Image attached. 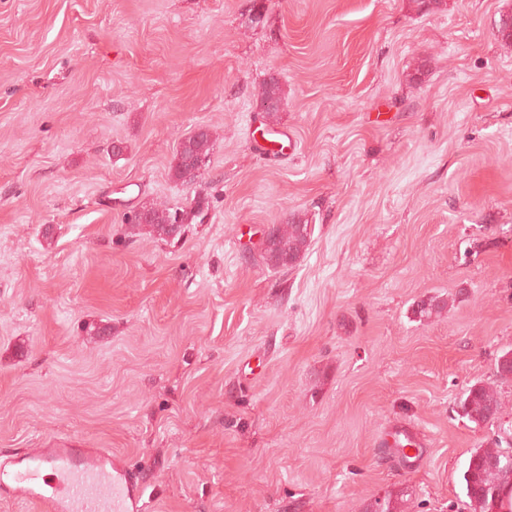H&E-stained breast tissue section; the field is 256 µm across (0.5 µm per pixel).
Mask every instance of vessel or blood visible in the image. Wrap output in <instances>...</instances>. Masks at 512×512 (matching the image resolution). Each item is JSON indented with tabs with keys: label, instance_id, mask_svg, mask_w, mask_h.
Listing matches in <instances>:
<instances>
[{
	"label": "vessel or blood",
	"instance_id": "vessel-or-blood-1",
	"mask_svg": "<svg viewBox=\"0 0 512 512\" xmlns=\"http://www.w3.org/2000/svg\"><path fill=\"white\" fill-rule=\"evenodd\" d=\"M147 486L108 448H34L0 463V499L40 512H149Z\"/></svg>",
	"mask_w": 512,
	"mask_h": 512
}]
</instances>
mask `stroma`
<instances>
[{
    "mask_svg": "<svg viewBox=\"0 0 512 512\" xmlns=\"http://www.w3.org/2000/svg\"><path fill=\"white\" fill-rule=\"evenodd\" d=\"M510 14L0 0V459L112 449L152 512H470L471 452L512 451ZM272 75L291 143L266 151ZM200 126L186 186L170 168ZM198 192L181 238L125 220ZM298 217L307 251L267 266L264 228ZM478 381L501 403L481 426L460 407ZM283 99L284 91L279 78L273 75L270 76L269 79L263 83L259 93L260 107L264 112V118L268 125L277 122L279 108L282 106V102L278 101H282ZM269 102H273L272 105L274 107H268L267 104ZM213 146L212 133L207 127H199L188 136L182 138L175 152V165L173 177L185 185L196 184L201 172L196 175L198 164L204 168L208 164Z\"/></svg>",
    "mask_w": 512,
    "mask_h": 512,
    "instance_id": "obj_1",
    "label": "stroma"
}]
</instances>
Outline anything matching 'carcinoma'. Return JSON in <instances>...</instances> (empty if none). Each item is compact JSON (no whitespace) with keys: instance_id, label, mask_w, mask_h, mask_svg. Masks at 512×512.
Segmentation results:
<instances>
[{"instance_id":"obj_1","label":"carcinoma","mask_w":512,"mask_h":512,"mask_svg":"<svg viewBox=\"0 0 512 512\" xmlns=\"http://www.w3.org/2000/svg\"><path fill=\"white\" fill-rule=\"evenodd\" d=\"M284 99L280 80L270 76L259 93L260 107L267 124L277 122L279 109L268 106L270 102ZM213 146L212 133L200 127L182 138L175 152L173 177L185 185H194L198 180L195 171L198 164H208ZM208 209L205 198L195 195L180 206L158 207L145 204L133 211L129 223L146 227L162 240L175 239L183 235L190 224H200ZM310 238L308 224L293 219L284 224L273 225L270 242L264 244L267 265L273 268L293 266L307 250ZM447 303L439 298L422 300L417 312L424 318L441 313ZM497 373L502 378L512 377V349H505L496 358ZM460 406L463 414L474 424H485L496 418L500 403L496 392L481 382L468 386L463 392ZM463 489L469 500L471 512H502L512 507V498L506 499V490L512 487V455L504 452L495 442L487 443L471 452L462 476ZM398 500L391 495L378 497L369 504L368 512H398Z\"/></svg>"}]
</instances>
